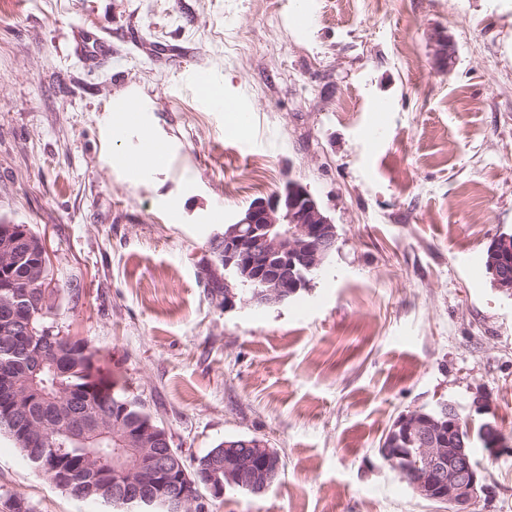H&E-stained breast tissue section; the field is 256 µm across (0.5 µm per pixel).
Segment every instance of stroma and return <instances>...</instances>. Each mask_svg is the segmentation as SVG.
Instances as JSON below:
<instances>
[{"label":"stroma","instance_id":"obj_1","mask_svg":"<svg viewBox=\"0 0 512 512\" xmlns=\"http://www.w3.org/2000/svg\"><path fill=\"white\" fill-rule=\"evenodd\" d=\"M198 72L253 113L247 137ZM144 127L164 165L141 181L122 157ZM289 179L336 249L288 300L224 310L208 240ZM1 219L46 247L45 325L89 340L185 463L232 437L278 450L263 493L226 487L209 512H445L378 448L442 402L512 432V294L486 267L512 235V0H0ZM476 458L478 512H512V455ZM17 500L109 512L0 434V512ZM205 79L203 86V94L206 96L212 107L221 112H238L243 111L239 109L233 102L224 97V80L217 75H208L206 78L204 74L194 75V81L199 85Z\"/></svg>","mask_w":512,"mask_h":512}]
</instances>
